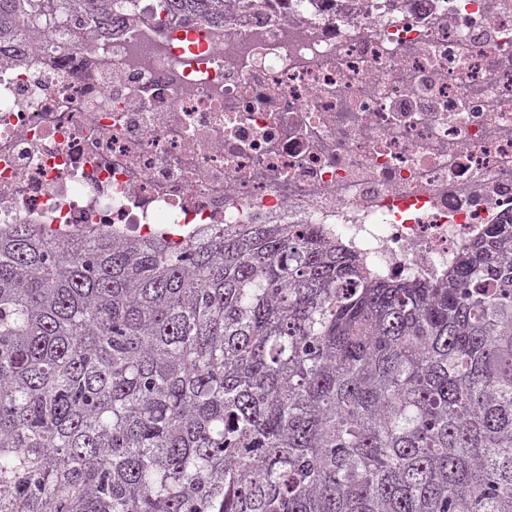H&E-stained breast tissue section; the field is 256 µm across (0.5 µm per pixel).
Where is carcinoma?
I'll use <instances>...</instances> for the list:
<instances>
[{"label":"carcinoma","mask_w":512,"mask_h":512,"mask_svg":"<svg viewBox=\"0 0 512 512\" xmlns=\"http://www.w3.org/2000/svg\"><path fill=\"white\" fill-rule=\"evenodd\" d=\"M114 2L0 0V58ZM0 512H512V223L436 282L306 224H1Z\"/></svg>","instance_id":"obj_1"}]
</instances>
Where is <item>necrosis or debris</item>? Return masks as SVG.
<instances>
[{
  "label": "necrosis or debris",
  "instance_id": "1",
  "mask_svg": "<svg viewBox=\"0 0 512 512\" xmlns=\"http://www.w3.org/2000/svg\"><path fill=\"white\" fill-rule=\"evenodd\" d=\"M0 61V225L313 224L435 280L512 222V0H295Z\"/></svg>",
  "mask_w": 512,
  "mask_h": 512
}]
</instances>
